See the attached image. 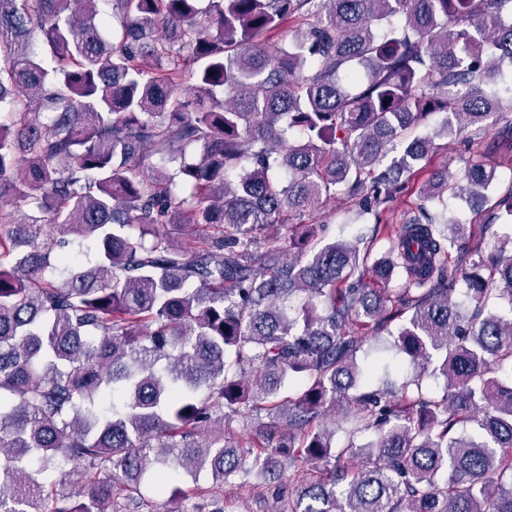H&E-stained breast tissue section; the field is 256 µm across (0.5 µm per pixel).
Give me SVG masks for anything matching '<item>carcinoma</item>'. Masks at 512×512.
<instances>
[{"label": "carcinoma", "mask_w": 512, "mask_h": 512, "mask_svg": "<svg viewBox=\"0 0 512 512\" xmlns=\"http://www.w3.org/2000/svg\"><path fill=\"white\" fill-rule=\"evenodd\" d=\"M100 2L0 0V512H139L144 482L283 461L288 512H512V252L445 207L383 223L421 120L512 110V0ZM493 179L479 152L456 189ZM338 194L372 236L308 223ZM390 353L410 371L370 385Z\"/></svg>", "instance_id": "cac0c4a2"}]
</instances>
